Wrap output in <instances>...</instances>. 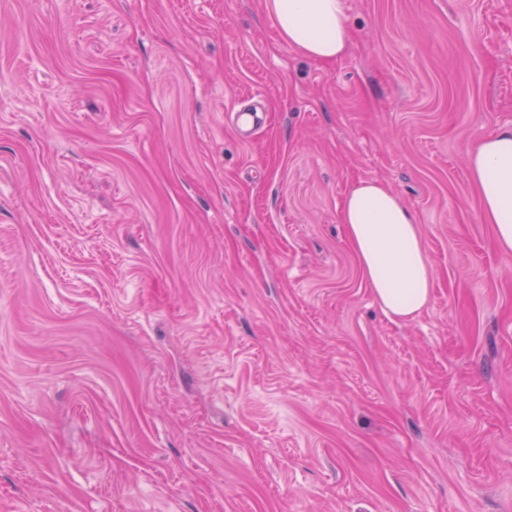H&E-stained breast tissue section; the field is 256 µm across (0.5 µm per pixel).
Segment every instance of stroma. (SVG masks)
Here are the masks:
<instances>
[{"label":"stroma","mask_w":512,"mask_h":512,"mask_svg":"<svg viewBox=\"0 0 512 512\" xmlns=\"http://www.w3.org/2000/svg\"><path fill=\"white\" fill-rule=\"evenodd\" d=\"M345 3L323 63L263 0H0V512H512V256L467 178L512 0ZM366 178L419 221L409 319L339 221Z\"/></svg>","instance_id":"obj_1"}]
</instances>
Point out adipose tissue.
I'll return each instance as SVG.
<instances>
[{"instance_id":"1","label":"adipose tissue","mask_w":512,"mask_h":512,"mask_svg":"<svg viewBox=\"0 0 512 512\" xmlns=\"http://www.w3.org/2000/svg\"><path fill=\"white\" fill-rule=\"evenodd\" d=\"M281 42L305 59L330 62L348 51L353 32L345 0H265ZM467 173L500 253L512 255V125L471 144ZM339 219L364 282L382 309L410 318L428 304L432 270L415 214L376 179L358 181Z\"/></svg>"}]
</instances>
